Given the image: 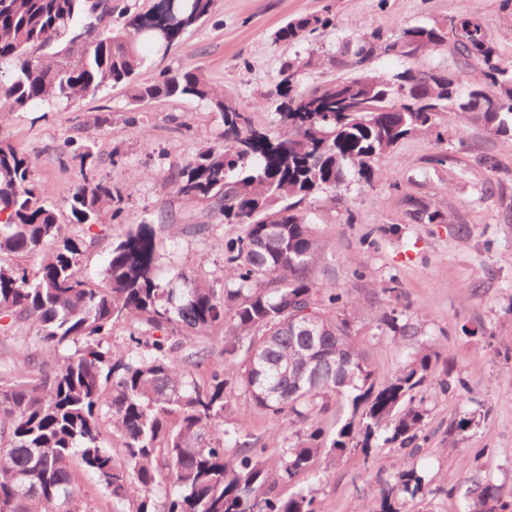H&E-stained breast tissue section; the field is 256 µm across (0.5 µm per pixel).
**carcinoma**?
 Returning <instances> with one entry per match:
<instances>
[{
  "mask_svg": "<svg viewBox=\"0 0 512 512\" xmlns=\"http://www.w3.org/2000/svg\"><path fill=\"white\" fill-rule=\"evenodd\" d=\"M213 4L123 6L115 29L101 24L88 0H0V118L44 104L70 108L111 83L128 85L134 104L158 97L203 102L222 117L224 146L199 152L173 185L184 201L206 203V216L242 225L224 251L220 280L198 283L179 272L158 281L156 230L141 224L112 244L96 282L80 272L81 244L63 235L55 206L31 179L30 158L0 137V319L7 320L0 333L15 341L12 369L0 378V512H80L77 467L97 476L112 503L136 501V512H157L160 492L167 512H317L313 496L300 491L284 499L278 483L309 472L325 451L368 456L383 443L417 452L427 439L420 393L431 354L416 353L391 378H377L346 314L353 300L316 278L327 245L304 204L334 201L353 183L373 187L388 152L415 134L441 142L439 117L451 112L512 136V64L469 17L406 27L394 38L367 32L340 47L342 65L361 68L378 51L414 58L448 41L450 27L466 31L467 41L453 44L449 70L409 67L391 80L363 72L362 84L354 76L305 86L310 60L297 56L279 70V133L271 136L255 128L250 113L227 108L197 71L144 76L140 46L169 51ZM328 24L304 17L274 37L300 43ZM76 33L84 35L77 53L47 55L48 43L65 44ZM472 67L482 80L464 95ZM362 104L370 111H354ZM70 159L83 180L69 201L71 218L96 224L115 199L112 183L94 175L89 148L73 150ZM35 256V270L18 262ZM307 308L312 336L301 333ZM132 320L140 329L124 348H103L101 337ZM370 321L394 337L415 335L393 309ZM216 329L224 331V360L199 385L188 365L205 353L182 349ZM70 348L74 353L55 366L42 359ZM438 386L469 392L448 369ZM233 387L257 408L306 426L303 438L274 456L248 442L225 448ZM332 399L341 416L326 430L316 416ZM107 424L121 439V460ZM474 424L473 416L454 420L449 439L458 443ZM438 492L418 471L399 469L379 510L402 512L405 499ZM463 512H512V501L493 483L476 482L465 491Z\"/></svg>",
  "mask_w": 512,
  "mask_h": 512,
  "instance_id": "carcinoma-1",
  "label": "carcinoma"
}]
</instances>
